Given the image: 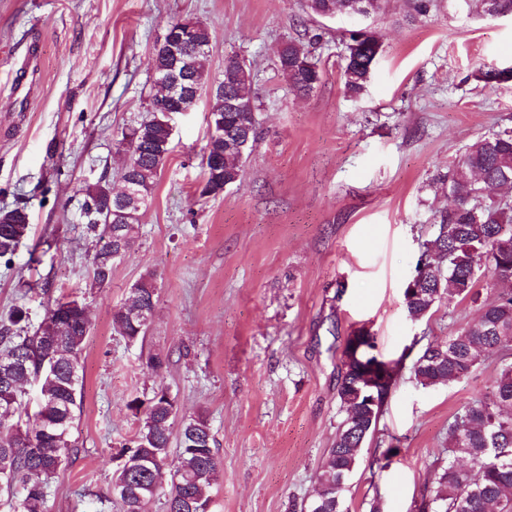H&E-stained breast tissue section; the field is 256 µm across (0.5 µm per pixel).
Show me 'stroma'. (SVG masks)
I'll return each instance as SVG.
<instances>
[{"instance_id":"obj_1","label":"stroma","mask_w":512,"mask_h":512,"mask_svg":"<svg viewBox=\"0 0 512 512\" xmlns=\"http://www.w3.org/2000/svg\"><path fill=\"white\" fill-rule=\"evenodd\" d=\"M408 11L390 0L368 20L381 49L354 98L343 65L357 22L308 16L302 0H0V208L25 207L31 223L12 265L0 264V317L22 305L40 323L47 302L29 290L39 283L79 295L91 322L77 446L41 512H121L113 475L139 425L128 403L161 388L175 424L209 421L223 464L211 512H293L313 495L345 418L343 350L363 328L399 370L345 507L369 512L376 499L382 512H421L449 421L491 396L498 362L417 385L411 368L426 344L473 322L476 306L444 300L415 320L403 290L465 147L512 128V81L477 78L512 67V17L483 18L464 0ZM184 18L210 28V82L227 58L246 64L259 140L241 183L203 197L210 96L173 113L172 151L135 247L96 287L83 188L103 175L119 182L112 142L147 118L154 50ZM306 27L322 35L310 48L322 81L301 98L277 71V50ZM149 273L155 317L130 342L112 314ZM156 352L170 364L155 375L146 359Z\"/></svg>"}]
</instances>
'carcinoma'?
Listing matches in <instances>:
<instances>
[{"mask_svg":"<svg viewBox=\"0 0 512 512\" xmlns=\"http://www.w3.org/2000/svg\"><path fill=\"white\" fill-rule=\"evenodd\" d=\"M364 2L376 12L385 0H303L306 12L319 17L328 10L335 15L351 14ZM466 2L490 19L512 16V0ZM170 28L175 38L182 39L187 54L197 44L210 43V30L199 20L192 27L178 20ZM378 52L379 42L373 38L345 59L344 88L349 96L357 97L365 90ZM277 64L289 86L299 93L310 94L321 82L317 61L292 40L281 47ZM190 83V90L175 99L178 111L191 110L199 92L208 87L204 64L191 72ZM224 90L240 97L249 111L226 112L224 96H211L210 111L224 113V139L210 138L204 146L210 155L224 157L218 167L203 166V181L215 193L241 181L242 167L258 140L250 73L235 58L224 62ZM149 112V118L123 129L114 142L115 152L123 156L121 173L133 169L137 190L145 201L166 161L155 150L162 145L170 152L172 141L167 119L153 100ZM242 133L249 136V143L241 150L237 137ZM107 183L102 175L87 184L82 204L87 229L98 236L91 266L93 281L100 287L112 278L114 260L106 259L112 239L127 237L123 255H129L138 223L136 210L130 211L126 223H112L101 201V188ZM448 187L458 192V199L437 216L434 236L423 244L415 265L420 281L404 289L403 302L409 315L419 319L443 298H469L477 304V318L448 341L427 344L412 366L413 378L422 387L462 380L486 358L512 352V292L501 291L481 301L476 291L482 267L495 279H512V203L495 194L512 189V131L467 145ZM28 232L26 208L0 210V261L12 262ZM132 291L148 301L157 299L153 275L143 276ZM47 304V314L36 326L30 324L28 309L22 306L0 321V496L17 500L19 512H39L47 489L76 443L81 356L90 324L84 302L76 297L50 298ZM112 326L128 341L146 333V327L131 318L125 306L113 312ZM31 384L39 389L37 409L32 413L24 401L26 386ZM337 395L345 419L316 474L318 490L312 504L317 512H345L347 482L376 430L379 415V408L367 404L359 390L352 364L341 371ZM507 406L512 407V361L503 358L494 398L468 403L448 424L447 462L435 474L431 512H512V418L501 417ZM129 408L140 419L137 432L122 446L120 455L127 459L118 466L114 481L123 512H146V506L161 493L167 512L181 507L188 494L194 498V512H205L223 470L208 419L199 415L182 423L176 469L167 475L164 467L175 405L160 389L145 401L133 398ZM36 426L43 432L33 444L29 430ZM496 430L508 436L509 442L502 447L497 464L490 467L491 451L497 447Z\"/></svg>","mask_w":512,"mask_h":512,"instance_id":"cac0c4a2","label":"carcinoma"}]
</instances>
